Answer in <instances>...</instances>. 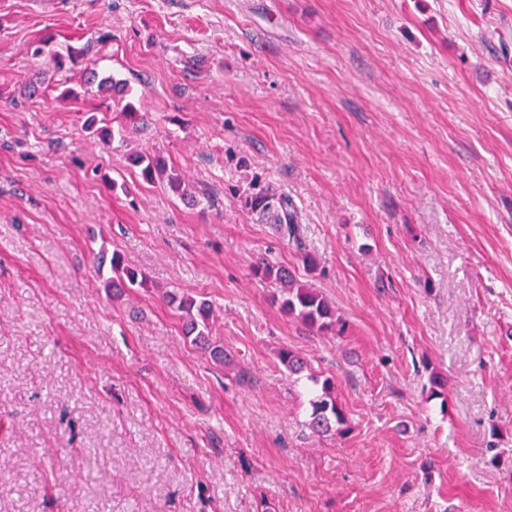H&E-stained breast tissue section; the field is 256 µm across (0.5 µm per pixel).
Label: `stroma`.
I'll list each match as a JSON object with an SVG mask.
<instances>
[{
  "instance_id": "1",
  "label": "stroma",
  "mask_w": 512,
  "mask_h": 512,
  "mask_svg": "<svg viewBox=\"0 0 512 512\" xmlns=\"http://www.w3.org/2000/svg\"><path fill=\"white\" fill-rule=\"evenodd\" d=\"M46 37L83 53L37 66ZM88 69L144 115L108 145L111 94L56 90ZM156 151L196 205L126 163ZM103 246L147 287L113 297ZM261 256L344 334L281 313ZM286 348L348 433L307 427ZM0 512H512V0H0ZM245 207L258 223L274 224L280 237L296 247L304 266L315 267V258L305 252L299 241L298 210L287 194L252 185L245 196ZM165 297L168 305L181 313L185 334L191 338V343L196 347L210 350L213 359L224 363L226 358L224 348L212 341V336H210V304L205 300L198 301L192 296H180L173 292L167 293Z\"/></svg>"
}]
</instances>
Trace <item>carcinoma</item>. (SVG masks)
I'll return each mask as SVG.
<instances>
[{
  "instance_id": "obj_1",
  "label": "carcinoma",
  "mask_w": 512,
  "mask_h": 512,
  "mask_svg": "<svg viewBox=\"0 0 512 512\" xmlns=\"http://www.w3.org/2000/svg\"><path fill=\"white\" fill-rule=\"evenodd\" d=\"M72 50L61 52L44 39L33 48V56L41 58L52 65L57 72L64 70L72 57ZM83 88L85 93L107 91L112 93V101L120 107V123L118 128L105 126L97 129L103 139L110 141L115 136L123 135L127 126L138 122L142 113L134 104L127 100L130 88L127 83L110 76L99 77L95 71L87 73ZM128 166L137 168L140 176L147 183L164 182L181 198L188 192L181 188L178 174L169 168L166 158L160 153H135L127 157ZM245 207L248 212L261 224H273L280 237L291 242L301 252L304 266L313 268L315 258L303 251L298 237V210L293 200L285 193H278L268 188L254 185L245 196ZM253 275L261 281L268 282L280 288V294L273 296L280 310L288 317L298 319L307 327L321 333H331L335 330L344 331L345 321L337 315L336 307L320 291L307 283L299 281L295 269L267 257H260L251 265ZM98 276L105 285L112 289V295L119 297L126 290L136 286L143 288L147 285L146 277L137 269L124 263L122 254L101 249L96 263ZM169 306L181 313L184 329L191 343L197 347L210 350L213 359L224 362L226 354L224 347L211 339L209 323L211 306L204 300L192 296L178 295L173 292L166 294ZM280 361L288 370L289 376L295 381L307 380L313 386V397L310 399L308 427L317 434L326 433L332 429L340 434L348 432V417L345 410L336 401V382L334 379L308 372L306 361L291 350L280 352ZM431 396L442 399V405H447V379L434 373L429 379Z\"/></svg>"
}]
</instances>
